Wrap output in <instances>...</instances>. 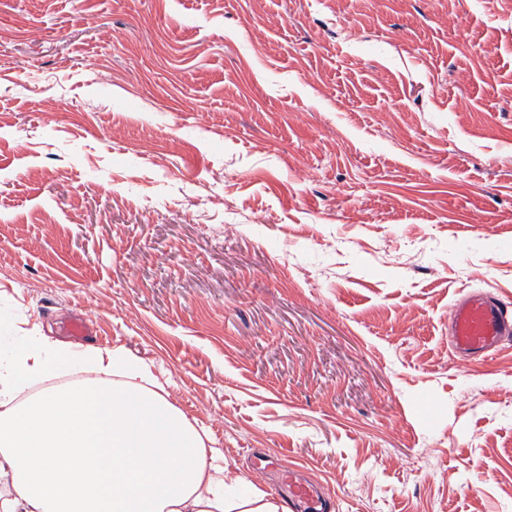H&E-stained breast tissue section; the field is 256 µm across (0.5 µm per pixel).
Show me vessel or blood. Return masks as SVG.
I'll use <instances>...</instances> for the list:
<instances>
[{
    "label": "vessel or blood",
    "mask_w": 512,
    "mask_h": 512,
    "mask_svg": "<svg viewBox=\"0 0 512 512\" xmlns=\"http://www.w3.org/2000/svg\"><path fill=\"white\" fill-rule=\"evenodd\" d=\"M451 346L463 357L488 356L512 337V303L487 293L459 296L450 308ZM281 488L290 512H324L318 495L296 468L281 470Z\"/></svg>",
    "instance_id": "b4317fda"
}]
</instances>
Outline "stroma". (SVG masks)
<instances>
[{"label": "stroma", "mask_w": 512, "mask_h": 512, "mask_svg": "<svg viewBox=\"0 0 512 512\" xmlns=\"http://www.w3.org/2000/svg\"><path fill=\"white\" fill-rule=\"evenodd\" d=\"M512 0H0V314L170 379L228 478L512 512ZM451 346L463 357H486L512 335V305L487 293L460 295L450 308Z\"/></svg>", "instance_id": "1"}]
</instances>
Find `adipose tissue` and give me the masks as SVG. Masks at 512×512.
Returning a JSON list of instances; mask_svg holds the SVG:
<instances>
[{
  "label": "adipose tissue",
  "instance_id": "1",
  "mask_svg": "<svg viewBox=\"0 0 512 512\" xmlns=\"http://www.w3.org/2000/svg\"><path fill=\"white\" fill-rule=\"evenodd\" d=\"M0 512H287L226 494L224 455L124 347L36 330L0 354Z\"/></svg>",
  "mask_w": 512,
  "mask_h": 512
}]
</instances>
